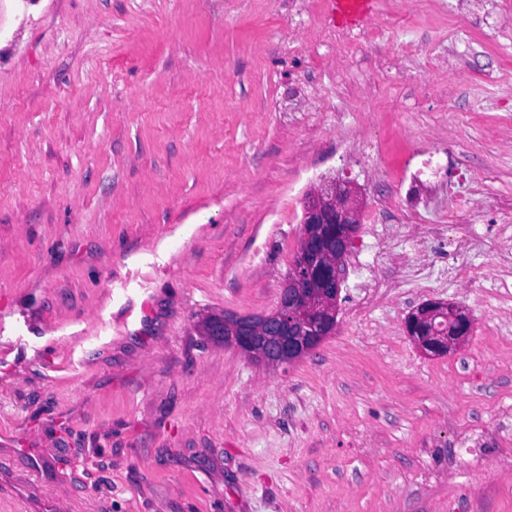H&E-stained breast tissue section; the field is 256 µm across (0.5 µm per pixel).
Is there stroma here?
Masks as SVG:
<instances>
[{
	"mask_svg": "<svg viewBox=\"0 0 512 512\" xmlns=\"http://www.w3.org/2000/svg\"><path fill=\"white\" fill-rule=\"evenodd\" d=\"M446 2L373 41L325 0H0V512H512V26ZM325 176L363 199L334 335L203 336L276 308ZM452 207L486 250L443 286ZM430 300L472 322L444 355ZM435 316L442 317L445 320L443 336H417V326L422 322H430ZM469 322L470 317L459 308L450 303L439 301H430L424 303L413 312L406 323V330L410 336L416 338L421 346L432 353L440 354L441 352H449L458 346L466 334L461 333L462 324ZM435 342H431V341Z\"/></svg>",
	"mask_w": 512,
	"mask_h": 512,
	"instance_id": "1",
	"label": "stroma"
}]
</instances>
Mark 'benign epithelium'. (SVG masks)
<instances>
[{
	"instance_id": "1",
	"label": "benign epithelium",
	"mask_w": 512,
	"mask_h": 512,
	"mask_svg": "<svg viewBox=\"0 0 512 512\" xmlns=\"http://www.w3.org/2000/svg\"><path fill=\"white\" fill-rule=\"evenodd\" d=\"M302 223H336L338 228L326 237L303 231L288 283L273 311L221 317L208 336L279 366L298 361L335 332L344 262L359 223V203L352 187L339 181L324 185L305 202ZM436 316L445 320L443 335H418L417 326ZM468 321L470 317L454 305L430 301L411 314L406 330L425 350L439 354L463 341L460 327Z\"/></svg>"
}]
</instances>
